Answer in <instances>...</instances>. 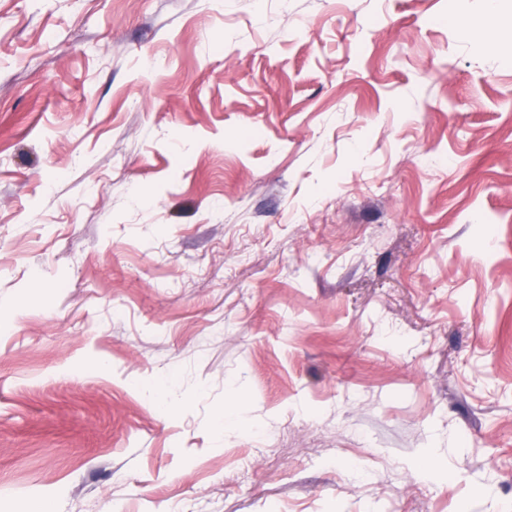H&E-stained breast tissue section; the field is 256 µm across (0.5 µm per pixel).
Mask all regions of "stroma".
<instances>
[{
    "label": "stroma",
    "instance_id": "stroma-1",
    "mask_svg": "<svg viewBox=\"0 0 512 512\" xmlns=\"http://www.w3.org/2000/svg\"><path fill=\"white\" fill-rule=\"evenodd\" d=\"M0 512L512 504V0H0Z\"/></svg>",
    "mask_w": 512,
    "mask_h": 512
}]
</instances>
